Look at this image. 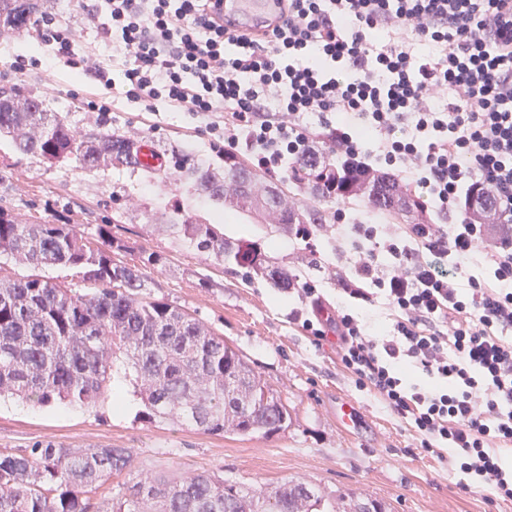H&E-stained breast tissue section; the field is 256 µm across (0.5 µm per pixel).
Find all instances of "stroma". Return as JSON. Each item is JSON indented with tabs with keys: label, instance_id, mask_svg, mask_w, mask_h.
<instances>
[{
	"label": "stroma",
	"instance_id": "obj_1",
	"mask_svg": "<svg viewBox=\"0 0 512 512\" xmlns=\"http://www.w3.org/2000/svg\"><path fill=\"white\" fill-rule=\"evenodd\" d=\"M38 33L34 27L0 40V86L14 87L17 100L42 99L44 111L58 113L79 134L92 128L132 134L161 150H186L201 165L223 166L204 120L163 103L156 111H144L126 97L122 85L107 89L67 63L47 64ZM20 59L27 64L21 82L13 73ZM96 102L107 103L110 114L94 111ZM280 181L295 207L324 211L316 253L303 250L294 236L271 232L249 213L225 220L223 206L200 195L170 164L152 175L104 166L89 172L75 158L51 163L20 154L1 139V209L21 224L73 225L91 240L99 225H111L114 237L125 245L112 257L130 265L137 263L142 249L164 252L168 263L152 273L151 297L178 305L223 333L278 393L291 421L278 432L248 436L207 433L172 422L159 425L142 417L132 386L119 381L115 399L93 407L0 402V453L48 444L131 449L130 468L112 479L116 494L146 471L175 480L206 472L257 491L285 480L310 482L328 493L342 490L381 500L389 512H512V499L495 495L480 477L449 461L446 448H423L416 429L342 365L335 339L316 344L310 331L292 320V311L302 305L295 291L247 282L170 230L187 218L221 225L225 237L256 241L290 270L305 271L323 300L333 304L345 301L342 282L357 260L355 251L339 246L336 223L450 225L453 217L440 212L392 217L364 197L321 203L292 176ZM203 276L209 287H200ZM119 398L127 409L116 410ZM344 401L354 407L349 425L337 415Z\"/></svg>",
	"mask_w": 512,
	"mask_h": 512
}]
</instances>
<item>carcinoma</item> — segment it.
Wrapping results in <instances>:
<instances>
[{
	"mask_svg": "<svg viewBox=\"0 0 512 512\" xmlns=\"http://www.w3.org/2000/svg\"><path fill=\"white\" fill-rule=\"evenodd\" d=\"M44 0H0V10L23 29L46 14ZM21 153L75 156L91 171L106 164L146 173L139 146L128 136L92 131L81 137L48 112L22 110L0 102V138ZM175 172L192 178L196 190L231 212L258 214L279 232L295 224H317L319 212L288 205V196L263 181L238 154L224 155V168L200 167L189 153L172 151ZM294 179L307 183L319 200L367 196L388 214L418 210L402 183L376 178L350 164L325 167L314 154L295 165ZM180 235L199 253L245 270L272 288L295 286L299 275L243 239L230 240L214 224L188 218ZM95 246L70 224H19L0 209V255L19 265L63 266L76 270L84 291L40 276L0 274V398L37 406L60 403L88 407L103 401L113 378L129 381L151 422L178 421L205 432L249 435L288 426L281 398L249 366L240 351L187 310L146 293L149 274L168 258L143 249L138 264L112 259L125 245L110 225L97 230ZM231 372L234 385H226ZM128 448H57L0 454V512H138L154 501L158 512H343L349 494L334 496L312 486L283 481L259 492L213 475L197 473L181 481L146 475L128 488L125 500L105 511L96 499L113 476L129 466Z\"/></svg>",
	"mask_w": 512,
	"mask_h": 512,
	"instance_id": "cac0c4a2",
	"label": "carcinoma"
}]
</instances>
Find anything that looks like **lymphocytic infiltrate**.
I'll return each mask as SVG.
<instances>
[{
  "label": "lymphocytic infiltrate",
  "mask_w": 512,
  "mask_h": 512,
  "mask_svg": "<svg viewBox=\"0 0 512 512\" xmlns=\"http://www.w3.org/2000/svg\"><path fill=\"white\" fill-rule=\"evenodd\" d=\"M288 20L262 35L226 31L220 0H88L103 38L123 54L126 95L204 119L216 153L250 148L270 173L316 153L364 172L390 168L423 208L459 224H347L339 237L359 260L343 285L395 313L378 341L358 316L324 306L304 281L312 315L294 311L359 383L409 419L424 448L448 456L512 499L495 445L512 444V241L482 247L464 216L473 187L494 191V221L512 224V0H281ZM76 29L46 22L54 59L103 87L112 73L77 56ZM317 115L309 123L307 115ZM421 370L406 384L396 368Z\"/></svg>",
  "instance_id": "f902f5d3"
}]
</instances>
